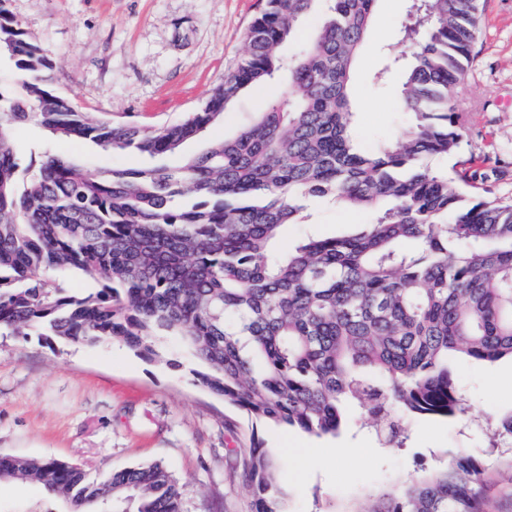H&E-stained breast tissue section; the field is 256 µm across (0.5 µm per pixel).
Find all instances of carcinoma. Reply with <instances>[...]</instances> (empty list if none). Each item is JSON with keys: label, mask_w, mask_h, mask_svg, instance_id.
I'll return each instance as SVG.
<instances>
[{"label": "carcinoma", "mask_w": 512, "mask_h": 512, "mask_svg": "<svg viewBox=\"0 0 512 512\" xmlns=\"http://www.w3.org/2000/svg\"><path fill=\"white\" fill-rule=\"evenodd\" d=\"M320 0H265L247 57L203 106L171 126L93 122L55 91L54 64L0 0V59L18 88L0 91V330L69 343L118 339L147 360L178 336L198 382L251 419L337 434L360 407L388 444L401 419L464 412L450 362L512 358V202L470 197L461 94L481 0H411L400 102L411 128L375 152L354 144L351 72L377 0H328L308 47L280 48ZM288 71V88L233 137L175 166L91 172L42 147L21 166L11 131L32 122L54 141L114 152H181L246 90ZM362 210L356 234L308 233V201ZM95 287L71 294L67 278ZM252 512H285L277 467L259 443L242 451ZM482 462L447 453L359 512H486ZM35 480L69 512H182L162 464L90 482L56 459L0 455V481Z\"/></svg>", "instance_id": "1"}]
</instances>
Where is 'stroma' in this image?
<instances>
[{"label": "stroma", "mask_w": 512, "mask_h": 512, "mask_svg": "<svg viewBox=\"0 0 512 512\" xmlns=\"http://www.w3.org/2000/svg\"><path fill=\"white\" fill-rule=\"evenodd\" d=\"M408 0H378L371 41L352 74L358 144L373 151L409 129L399 105V71L383 73L386 48L410 57L400 39ZM13 16L55 64V85L93 121L166 125L199 109L248 50L247 32L262 0H9ZM481 34L465 78L463 152L480 158L479 194L512 201V0H481ZM286 78L248 90L203 139L230 136L265 111ZM56 150L88 169L138 167L141 156L91 144ZM309 224H292L279 242L288 251L305 233L341 236L366 213L309 201ZM167 358L147 361L118 340L81 345L37 334L0 336V454L71 463L101 481L112 472L159 462L182 485L185 512H249L239 449L260 442L277 464L288 512H355L370 495L436 465L447 451L481 460L487 512H512V467L482 424L512 413V360L470 361L458 376L469 421L405 419L400 443L385 444L366 416L353 414L334 436L253 424L196 380L197 367L177 339ZM303 441L320 458L301 471L282 449ZM357 449L339 458L336 447ZM61 498L31 480L0 482V512H65Z\"/></svg>", "instance_id": "1"}]
</instances>
